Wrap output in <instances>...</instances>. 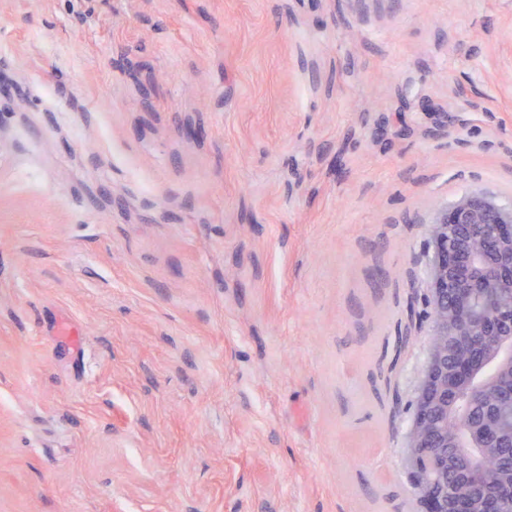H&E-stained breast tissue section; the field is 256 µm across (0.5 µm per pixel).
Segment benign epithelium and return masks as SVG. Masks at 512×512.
I'll use <instances>...</instances> for the list:
<instances>
[{"label": "benign epithelium", "mask_w": 512, "mask_h": 512, "mask_svg": "<svg viewBox=\"0 0 512 512\" xmlns=\"http://www.w3.org/2000/svg\"><path fill=\"white\" fill-rule=\"evenodd\" d=\"M430 247L428 301L434 313L445 317L453 309L455 322L430 342L402 448L403 464L418 482L423 449L431 448L442 470L479 479L481 471L463 462L444 428L454 411L449 398L462 395L479 415L466 420L458 441L475 452L498 449L501 470L512 473V433L501 424L512 402V385L482 376L492 360L512 375V306L494 307L500 289L512 291V205L498 203L487 192L463 196L436 214ZM500 503L498 498L477 511L462 499L432 493L424 512H500Z\"/></svg>", "instance_id": "benign-epithelium-1"}]
</instances>
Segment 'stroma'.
Masks as SVG:
<instances>
[{
	"label": "stroma",
	"instance_id": "stroma-1",
	"mask_svg": "<svg viewBox=\"0 0 512 512\" xmlns=\"http://www.w3.org/2000/svg\"><path fill=\"white\" fill-rule=\"evenodd\" d=\"M0 76V512H422L429 229L512 204V0H0Z\"/></svg>",
	"mask_w": 512,
	"mask_h": 512
}]
</instances>
